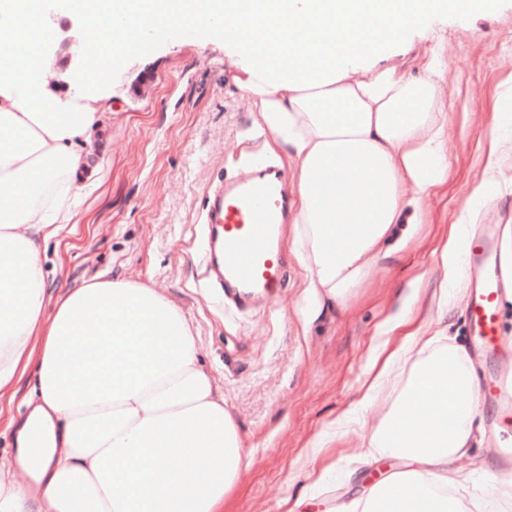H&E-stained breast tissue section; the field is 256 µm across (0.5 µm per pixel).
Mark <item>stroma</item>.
Masks as SVG:
<instances>
[{
  "label": "stroma",
  "instance_id": "35a3bbf8",
  "mask_svg": "<svg viewBox=\"0 0 512 512\" xmlns=\"http://www.w3.org/2000/svg\"><path fill=\"white\" fill-rule=\"evenodd\" d=\"M48 19L58 27L47 50L59 72L77 66L80 18L57 0ZM438 40L448 68V180L424 198L425 222L415 239L386 259L346 308L322 312L308 324L293 254L285 256L286 276L272 301L250 310L225 303L207 277L208 188L249 164L284 159L271 150L269 132L235 85L222 43L206 32L190 41L170 32L146 52L126 50L119 59L112 111L94 138L96 164L84 176L94 189L82 197L78 223L49 241L43 272L54 287L119 273L181 309L251 461L231 512H283L282 498L306 492L307 463L315 457L335 467L312 512L349 500V482L365 478L369 468L351 459L360 444L358 426L334 421L361 396L374 352L391 338L388 319L402 312L414 280L421 312L435 309L442 282L435 248L451 224H492L501 231L512 223V165L498 184L480 183L488 121L495 112L512 114V104L499 98L512 82V0L436 20L394 64L409 68ZM58 74L47 87L62 95L67 86ZM321 437L325 448L313 451L311 442Z\"/></svg>",
  "mask_w": 512,
  "mask_h": 512
}]
</instances>
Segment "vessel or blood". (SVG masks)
<instances>
[{"label": "vessel or blood", "mask_w": 512, "mask_h": 512, "mask_svg": "<svg viewBox=\"0 0 512 512\" xmlns=\"http://www.w3.org/2000/svg\"><path fill=\"white\" fill-rule=\"evenodd\" d=\"M290 221L287 176L275 165H257L211 187L205 205L209 277L226 300L246 307L273 297L285 276L282 228ZM469 260L475 281L468 306L472 348L488 355L501 343L499 304L512 283L501 269L498 235L476 233ZM480 393L500 409H512L507 374L481 382Z\"/></svg>", "instance_id": "vessel-or-blood-1"}]
</instances>
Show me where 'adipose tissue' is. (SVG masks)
Returning <instances> with one entry per match:
<instances>
[{
	"label": "adipose tissue",
	"mask_w": 512,
	"mask_h": 512,
	"mask_svg": "<svg viewBox=\"0 0 512 512\" xmlns=\"http://www.w3.org/2000/svg\"><path fill=\"white\" fill-rule=\"evenodd\" d=\"M481 0H152L170 29L224 38L237 87L284 150L295 198L292 251L316 310L346 304L423 221L421 199L448 179L443 47L417 73L391 64L430 17ZM134 0H68L90 25L84 60L108 55ZM52 65L37 45L0 42V397L36 378L25 419L10 420L11 460L0 464V512H222L248 467L224 393L198 359L182 311L143 283L95 276L50 294L41 246L77 215L78 175L109 108L113 68L66 70L65 95L17 77L18 61ZM459 239L439 257V312L462 299ZM416 294L380 350L361 398L337 418L372 414L359 457L410 464L357 489L342 512H512V473L470 494L461 465L490 446L467 350L445 330L416 327ZM405 387L382 401L397 359ZM25 474V482L13 478Z\"/></svg>",
	"instance_id": "obj_1"
}]
</instances>
